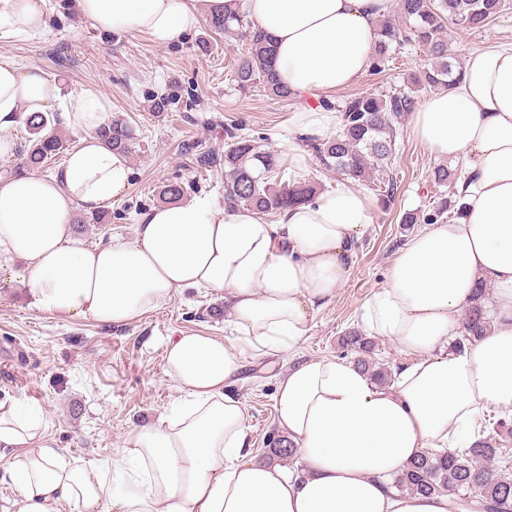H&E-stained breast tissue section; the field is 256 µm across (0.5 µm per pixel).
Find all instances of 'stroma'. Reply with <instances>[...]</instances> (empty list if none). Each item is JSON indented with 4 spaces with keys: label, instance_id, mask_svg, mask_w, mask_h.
<instances>
[{
    "label": "stroma",
    "instance_id": "35a3bbf8",
    "mask_svg": "<svg viewBox=\"0 0 512 512\" xmlns=\"http://www.w3.org/2000/svg\"><path fill=\"white\" fill-rule=\"evenodd\" d=\"M44 30L38 39L0 40V61L38 68L56 79L63 93L91 89L112 101L111 116L130 122L136 135L128 155L131 184L112 203L111 223L76 229L84 245L132 238L139 215L125 212L130 202L159 206L169 181L190 183L188 199L224 198V169L207 170L193 161L191 147L223 144L225 131L242 127L262 150L284 156L302 146L291 127L302 103H280L257 91H241L234 63L246 50L238 32L216 34L199 24L160 46L145 34L103 32L79 14L71 0H45ZM512 40V8L484 27H448V52L463 64L471 52ZM427 62L424 52L404 48L385 71L365 74L338 91L336 99L403 86ZM173 87L179 97L168 111L150 108L154 95ZM457 171L430 155L409 135L397 139L388 171L397 181L391 203H374L371 223L357 244L350 274L336 295L314 314L296 354L301 358H343L340 339L359 329L364 302L386 281L388 267L412 231L404 213H432L453 198L456 181L438 186L435 168ZM23 264L0 257V401L39 409L45 442L67 458L109 469L128 445L131 431L169 409L178 394L164 373L165 346L180 333L223 336L228 308L224 294L196 288L180 290L164 307L123 325L39 309L22 281ZM287 357H246L243 374L229 392L245 407L248 442L258 453L269 449L277 431L276 382Z\"/></svg>",
    "mask_w": 512,
    "mask_h": 512
}]
</instances>
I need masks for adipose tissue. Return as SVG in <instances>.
<instances>
[{
  "label": "adipose tissue",
  "instance_id": "obj_1",
  "mask_svg": "<svg viewBox=\"0 0 512 512\" xmlns=\"http://www.w3.org/2000/svg\"><path fill=\"white\" fill-rule=\"evenodd\" d=\"M45 0H0V39L43 33ZM231 0H77L104 32L144 33L160 45L193 30ZM275 46L274 66L298 98L333 93L368 71L377 25L393 0H242ZM61 108L80 146L50 176H0V253L25 265L36 306L126 324L184 288L220 290L223 337L171 339L164 373L179 394L170 411L131 434L111 472L44 444L39 411L0 402V458L16 488L14 512H450L447 494L400 493L390 481L423 448L462 447L491 410L512 411V42L468 55L455 88L413 112L409 133L430 154L464 162L463 217L415 233L366 300L368 335L412 356L394 386L353 362L298 359L277 380L278 426L303 465L258 459L244 405L226 392L244 352L287 354L312 315L348 277L372 203L351 179L267 221L253 208L208 199L153 208L131 239L84 246L69 218L96 211L130 186L125 154L95 135L109 98L68 94L44 72L0 61V161L19 112ZM494 288L496 323L481 341L448 349L479 282Z\"/></svg>",
  "mask_w": 512,
  "mask_h": 512
}]
</instances>
